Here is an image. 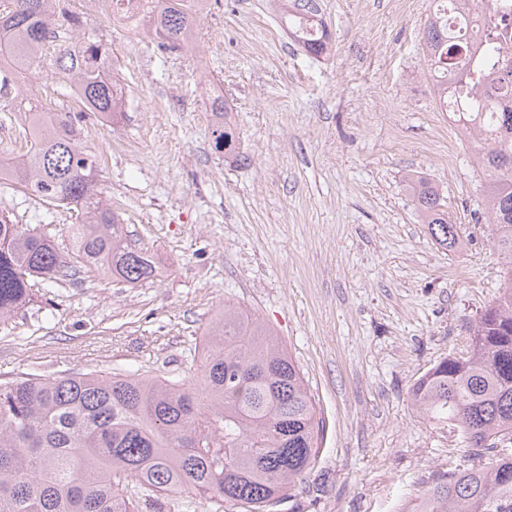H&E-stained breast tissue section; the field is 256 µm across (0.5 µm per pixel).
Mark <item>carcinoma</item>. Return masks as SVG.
<instances>
[{
	"label": "carcinoma",
	"mask_w": 512,
	"mask_h": 512,
	"mask_svg": "<svg viewBox=\"0 0 512 512\" xmlns=\"http://www.w3.org/2000/svg\"><path fill=\"white\" fill-rule=\"evenodd\" d=\"M65 0H0V99L26 126L28 150L1 158L0 172L16 191L77 213L67 227L70 251L14 224L0 206V324L48 282L110 275L128 284L155 276L152 257L128 241L97 182L95 157L79 142L77 116L109 117L124 88L107 64L103 38L63 9ZM483 18L479 56L429 15L424 49L438 97L460 94L452 121L479 141L487 175L481 208L493 225L502 259L501 294L485 308L466 352L450 355L410 388L413 406L430 422L456 426L478 463L432 483L407 512H512V455L485 453L512 443V106L499 112L483 74L512 87V47L499 43L493 0H469ZM198 13L187 0H147L139 23L164 48L195 35ZM285 22L308 53L327 50L328 34L314 13L288 11ZM80 50L59 51L56 70L68 75L82 107L48 112L30 65L44 47L70 36ZM214 149L238 155L226 101L212 99ZM433 239L448 251L460 244L441 193L417 178L409 185ZM200 379L144 373L69 371L0 382V512H197L214 501L244 512H271L300 484L316 457L319 418L300 368L273 329L249 310L226 303L206 327Z\"/></svg>",
	"instance_id": "carcinoma-1"
}]
</instances>
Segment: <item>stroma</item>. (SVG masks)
I'll return each mask as SVG.
<instances>
[{
	"label": "stroma",
	"instance_id": "35a3bbf8",
	"mask_svg": "<svg viewBox=\"0 0 512 512\" xmlns=\"http://www.w3.org/2000/svg\"><path fill=\"white\" fill-rule=\"evenodd\" d=\"M300 2L330 33L323 55L290 37L282 0H219L175 50L69 0L126 89L112 125L83 119L81 144L158 273L43 288L0 326V381L184 373L210 318L235 302L287 346L324 420L316 462L281 512H401L472 464L461 433L419 415L409 388L465 349L498 295L493 227L478 217L485 183L436 108L429 0ZM209 87L232 108L244 161L211 148ZM413 177L440 189L455 251L429 235ZM0 205L59 243L75 221L9 183Z\"/></svg>",
	"mask_w": 512,
	"mask_h": 512
}]
</instances>
